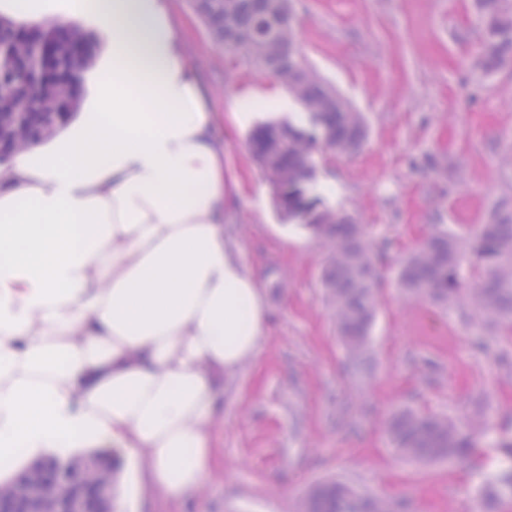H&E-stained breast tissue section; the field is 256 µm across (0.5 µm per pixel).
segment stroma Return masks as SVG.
Here are the masks:
<instances>
[{"label": "stroma", "instance_id": "obj_1", "mask_svg": "<svg viewBox=\"0 0 512 512\" xmlns=\"http://www.w3.org/2000/svg\"><path fill=\"white\" fill-rule=\"evenodd\" d=\"M300 56L367 120L355 153L328 159L319 180L329 202L353 212L370 240L390 239L368 336L369 365L352 379L320 276L327 248L282 221L248 147L254 123H233L230 102L257 81L230 67L189 0H173L197 78L245 190L224 213L241 261L261 277L267 334L256 360L224 377L214 424L217 467L192 501L151 486L140 458L123 457L126 512H301L304 492L340 477L401 502L405 512H476L497 449L479 447V471L401 461L385 430L403 407L469 422L473 399L512 437V372L474 347L457 313L408 299L397 286L406 254L443 227L469 237L500 200H512V69L487 76L472 62L481 30L474 0H292ZM431 153L452 160L455 183L412 168Z\"/></svg>", "mask_w": 512, "mask_h": 512}]
</instances>
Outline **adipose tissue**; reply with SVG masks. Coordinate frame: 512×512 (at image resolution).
Wrapping results in <instances>:
<instances>
[{
    "mask_svg": "<svg viewBox=\"0 0 512 512\" xmlns=\"http://www.w3.org/2000/svg\"><path fill=\"white\" fill-rule=\"evenodd\" d=\"M111 36L81 104L0 167V484L47 455L118 448L151 485L212 477L224 374L267 328L224 211L238 196L171 0H0Z\"/></svg>",
    "mask_w": 512,
    "mask_h": 512,
    "instance_id": "obj_1",
    "label": "adipose tissue"
}]
</instances>
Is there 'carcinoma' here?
<instances>
[{
    "instance_id": "1",
    "label": "carcinoma",
    "mask_w": 512,
    "mask_h": 512,
    "mask_svg": "<svg viewBox=\"0 0 512 512\" xmlns=\"http://www.w3.org/2000/svg\"><path fill=\"white\" fill-rule=\"evenodd\" d=\"M213 42L234 56L236 64L256 74L269 75L299 102L305 119L299 124L268 120L249 132V149L272 190L275 208L290 224H300L328 246L322 281L332 309L336 334L348 349L352 365H365L366 345L376 315L374 292L377 269L373 248L350 211L330 205L319 187L315 154L355 153L367 137L363 115L354 111L308 67L296 69L291 0H191ZM482 26L475 64L485 75L512 61V0H477ZM90 59L69 56L60 63L59 81L70 75L81 79ZM0 114L15 112L23 99L31 112L43 115L42 137L57 128L51 104L60 88L35 85L31 70L15 65L13 56H0ZM413 166L439 179L453 180V171L425 154ZM482 267L469 287L461 275L466 254ZM397 284L411 299L467 313L468 328L477 336L501 326H512V203L502 201L471 238L446 231L431 234L401 264ZM471 419L481 435L503 458L512 457V439L496 436L487 402L477 398ZM386 432L399 456L407 461L458 463L477 448L474 428L445 416L395 411ZM512 501V466L503 465L486 478L478 493L479 512H503ZM303 512H400L399 504L344 479L317 482L307 491Z\"/></svg>"
}]
</instances>
